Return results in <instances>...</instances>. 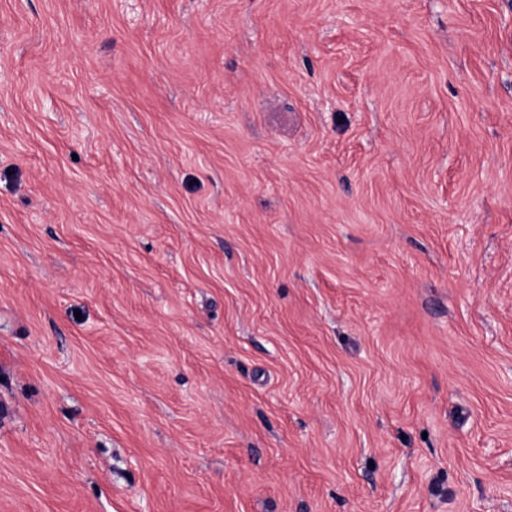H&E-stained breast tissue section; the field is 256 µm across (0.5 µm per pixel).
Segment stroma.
Here are the masks:
<instances>
[{
  "instance_id": "35a3bbf8",
  "label": "stroma",
  "mask_w": 512,
  "mask_h": 512,
  "mask_svg": "<svg viewBox=\"0 0 512 512\" xmlns=\"http://www.w3.org/2000/svg\"><path fill=\"white\" fill-rule=\"evenodd\" d=\"M0 512H512V0H0Z\"/></svg>"
}]
</instances>
